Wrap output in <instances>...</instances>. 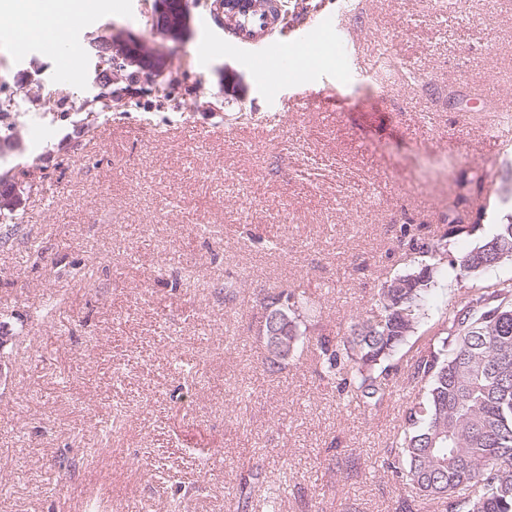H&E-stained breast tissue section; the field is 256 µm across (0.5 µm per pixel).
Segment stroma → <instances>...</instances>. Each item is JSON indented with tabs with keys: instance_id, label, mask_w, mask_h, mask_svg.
<instances>
[{
	"instance_id": "1",
	"label": "stroma",
	"mask_w": 512,
	"mask_h": 512,
	"mask_svg": "<svg viewBox=\"0 0 512 512\" xmlns=\"http://www.w3.org/2000/svg\"><path fill=\"white\" fill-rule=\"evenodd\" d=\"M211 4L189 0L180 42L152 33L153 0L72 29L83 46L109 26L150 36L167 62L108 111L98 58L70 85L41 48L0 41L19 226L0 248V512H249L257 469L281 512H399L410 495L383 465L402 398L340 408L307 348L265 373L261 298L306 291L333 336L403 266L401 225L484 210L457 255L512 218V141L492 132L512 111V0H284L283 43L345 35L360 72L275 85Z\"/></svg>"
}]
</instances>
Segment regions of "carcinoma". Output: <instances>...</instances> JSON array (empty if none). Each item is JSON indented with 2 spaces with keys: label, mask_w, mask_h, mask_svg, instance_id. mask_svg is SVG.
<instances>
[{
  "label": "carcinoma",
  "mask_w": 512,
  "mask_h": 512,
  "mask_svg": "<svg viewBox=\"0 0 512 512\" xmlns=\"http://www.w3.org/2000/svg\"><path fill=\"white\" fill-rule=\"evenodd\" d=\"M482 217L471 224L456 218L440 233L402 225L398 248L410 262L381 282L368 314L334 337L311 334L316 309L305 295L269 288L262 298L263 367L282 370L306 343L341 404L390 402L399 387L397 356L407 343H420L407 364L409 395L388 467L443 512H512V279L483 277L512 263V219L448 259V243L474 232ZM443 265L460 299L438 332L423 336ZM282 310L288 335H268L269 318Z\"/></svg>",
  "instance_id": "cac0c4a2"
}]
</instances>
